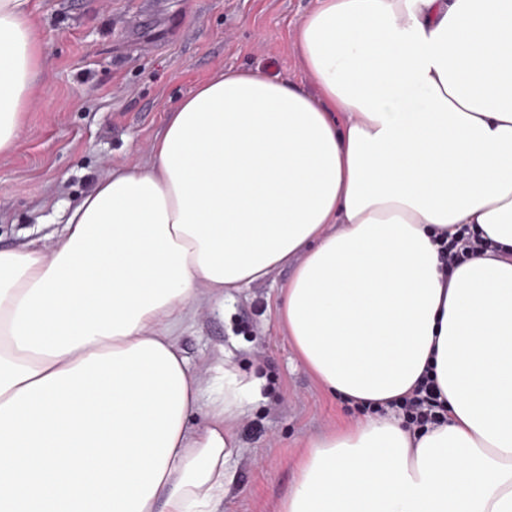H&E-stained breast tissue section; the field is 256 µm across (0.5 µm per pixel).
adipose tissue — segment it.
<instances>
[{
	"mask_svg": "<svg viewBox=\"0 0 512 512\" xmlns=\"http://www.w3.org/2000/svg\"><path fill=\"white\" fill-rule=\"evenodd\" d=\"M33 16L0 0V153ZM292 44L310 87L216 72L51 246L0 249V512H224L255 382L176 333L288 265L303 367L387 412L310 441L277 512H512V0H317ZM427 373L448 419L414 433L388 405ZM480 247L481 240L471 235L468 227L463 226L450 240L441 242L440 250L448 269H451L469 252H474Z\"/></svg>",
	"mask_w": 512,
	"mask_h": 512,
	"instance_id": "1",
	"label": "adipose tissue"
}]
</instances>
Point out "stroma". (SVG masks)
I'll use <instances>...</instances> for the list:
<instances>
[{
	"mask_svg": "<svg viewBox=\"0 0 512 512\" xmlns=\"http://www.w3.org/2000/svg\"><path fill=\"white\" fill-rule=\"evenodd\" d=\"M315 0H38L37 89L14 148L0 154V248L43 238L116 165L150 156L167 108L215 72L259 67L306 84L292 31ZM291 268L208 297L178 330L191 368L209 377L216 353L253 379L235 425L234 482L224 512H275L312 439L353 418L301 365L276 306Z\"/></svg>",
	"mask_w": 512,
	"mask_h": 512,
	"instance_id": "1",
	"label": "stroma"
}]
</instances>
